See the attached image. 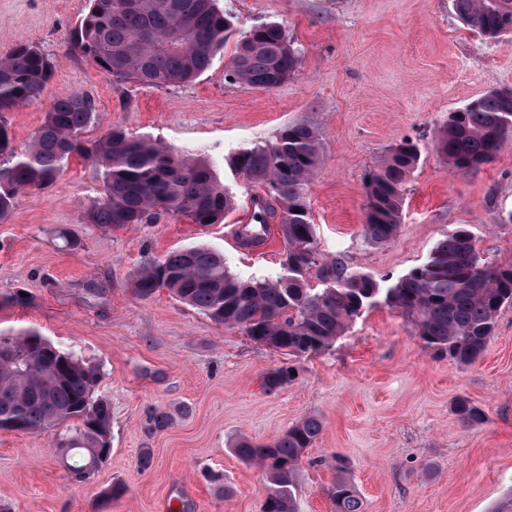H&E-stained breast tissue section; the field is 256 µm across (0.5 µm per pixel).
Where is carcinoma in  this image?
Segmentation results:
<instances>
[{"instance_id":"carcinoma-1","label":"carcinoma","mask_w":512,"mask_h":512,"mask_svg":"<svg viewBox=\"0 0 512 512\" xmlns=\"http://www.w3.org/2000/svg\"><path fill=\"white\" fill-rule=\"evenodd\" d=\"M453 7L468 27L488 39L512 32V0H453ZM230 30L216 0H88L69 46L114 84L166 88L202 75L224 48ZM300 62L285 28L266 23L239 40L228 76L252 88L274 90ZM54 68L51 57L27 45L0 57V112L38 99ZM95 118L88 95L58 97L20 152L0 123L1 222L20 192L53 186L72 157L102 167L101 196L86 214L90 224L124 228L149 221L158 210L194 224L224 221L231 198L209 164L119 127L87 143L80 134ZM511 141L512 101L493 89L463 111L449 113L435 147L449 166L466 173L492 162ZM419 159L418 146L403 138L369 176L362 227L368 244H387L397 234L405 184ZM229 164L266 193L253 198L257 227H246L237 238L252 247L265 240L269 221L278 220L286 246L283 273L272 281L243 279L224 267L220 253L192 246L146 263L133 281L139 297L165 288L216 324L237 328L252 341L294 357L331 349L365 309L380 302L406 317L437 355L468 364L484 352L499 310L512 304V265L487 262L467 227L444 233L428 260L389 288L379 287L367 274L347 272L338 261L320 266L322 287H313L307 274L317 265L319 252L307 192L321 164L318 132L307 124H290L274 143L240 151ZM292 378L288 368L272 369L263 386L273 393ZM99 380L96 366L35 331L1 332L0 430L37 433L63 426L60 459L79 453L81 463L72 473L79 482L92 476L111 453V410L96 395ZM453 412L466 427L485 420V412L463 397L454 402ZM169 421L166 412H151L148 435L165 429ZM321 432V421L308 416L271 443H235L241 461L266 473L260 512H300L294 474ZM327 495L333 512H363L355 487L344 478Z\"/></svg>"}]
</instances>
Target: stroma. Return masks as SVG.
<instances>
[{"mask_svg":"<svg viewBox=\"0 0 512 512\" xmlns=\"http://www.w3.org/2000/svg\"><path fill=\"white\" fill-rule=\"evenodd\" d=\"M88 0H0V57L35 46L55 62L42 95L0 114L24 149L54 99L90 96L97 140L111 127L148 136L207 162L234 199L220 224L162 214L124 229L87 223L100 196L101 169L75 158L46 190L19 193L0 222V331L32 329L99 367L98 393L112 412V452L87 481L71 479L51 432L0 430V512H259L267 494L261 469L233 451L240 437L268 443L302 418L323 430L297 472L302 512H333L326 494L336 458L364 512H495L512 496V305L475 362L434 355L412 326L387 306L366 310L323 353L300 358L218 326L168 290L139 298L132 287L147 261L189 246L224 255L243 278L282 273V234L270 222L264 244L245 249L235 231L249 223L263 187L230 168L237 152L273 143L293 123L315 128L323 163L308 188L322 261L388 284L427 260L445 232L467 226L488 261L512 264V145L475 172L449 168L435 149L436 130L455 111L492 89H512V34L489 41L457 17L452 0H217L232 25L222 51L199 79L152 88L112 84L68 47ZM282 24L301 64L274 90L250 88L226 71L239 39ZM420 148L404 194L402 224L387 244L362 236L365 177L402 138ZM81 242L61 250L52 231ZM110 283L89 294L92 280ZM23 301H16V294ZM294 370L274 393L265 374ZM464 397L486 413L463 426L453 413ZM171 414L147 435L152 410ZM151 465L140 469L142 449ZM126 493L107 499L112 485Z\"/></svg>","mask_w":512,"mask_h":512,"instance_id":"35a3bbf8","label":"stroma"}]
</instances>
